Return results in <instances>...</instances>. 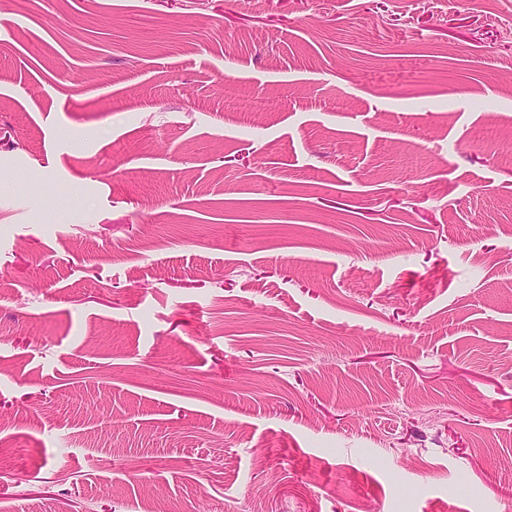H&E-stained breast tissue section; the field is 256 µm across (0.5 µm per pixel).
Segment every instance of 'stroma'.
Segmentation results:
<instances>
[{
    "label": "stroma",
    "mask_w": 512,
    "mask_h": 512,
    "mask_svg": "<svg viewBox=\"0 0 512 512\" xmlns=\"http://www.w3.org/2000/svg\"><path fill=\"white\" fill-rule=\"evenodd\" d=\"M1 439L0 512H512V0H0Z\"/></svg>",
    "instance_id": "stroma-1"
}]
</instances>
